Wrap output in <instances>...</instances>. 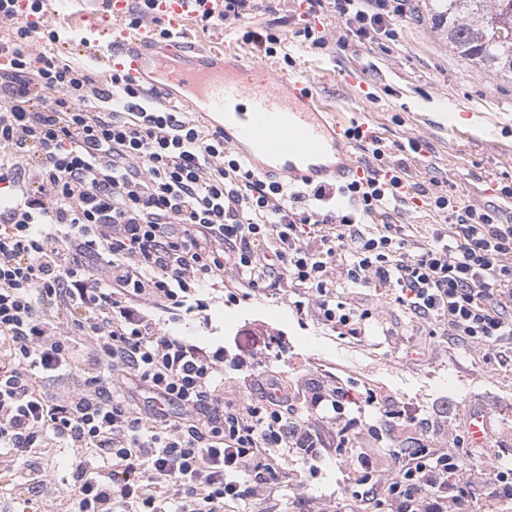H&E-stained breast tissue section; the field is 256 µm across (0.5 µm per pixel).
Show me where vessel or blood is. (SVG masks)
<instances>
[{
	"instance_id": "1",
	"label": "vessel or blood",
	"mask_w": 512,
	"mask_h": 512,
	"mask_svg": "<svg viewBox=\"0 0 512 512\" xmlns=\"http://www.w3.org/2000/svg\"><path fill=\"white\" fill-rule=\"evenodd\" d=\"M96 19L80 42L86 52L101 56L107 69L126 71L147 81L152 70H166L172 83L196 91L208 108L224 118V141L245 164L260 174L291 185L342 183L363 175L346 134L348 123L338 106L323 103L312 89L294 82L278 88L271 82L242 84L241 56L215 63L214 51L179 41L187 20L197 15L198 0H156L154 15L174 34V41L154 42L150 29L124 28L132 0H96ZM178 58L167 68V58ZM468 430L475 447L486 446L492 432L490 416L470 412Z\"/></svg>"
}]
</instances>
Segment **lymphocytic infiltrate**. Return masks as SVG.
<instances>
[{
	"mask_svg": "<svg viewBox=\"0 0 512 512\" xmlns=\"http://www.w3.org/2000/svg\"><path fill=\"white\" fill-rule=\"evenodd\" d=\"M334 10L359 41L396 40L406 0H307ZM0 0V496L27 512H227L270 501L269 451L312 459L359 451L370 512H470L476 496L512 500L498 455L429 447L426 424L367 394L397 431L390 459L376 427L346 418L347 393L307 378L295 391L262 375L224 396V348L166 330L159 313L200 314L223 291L289 288L343 336L376 309L355 295L383 288L429 340L461 341L493 363L512 345V214L410 182L381 137L347 134L371 170L340 185L288 192L231 151L221 129L161 103L125 73L95 86L52 51L54 25L19 21ZM248 0H215L202 29L227 21L273 54L272 28L245 26ZM351 200L327 211L322 201ZM441 217L419 234L399 209ZM303 404L306 416L292 414ZM331 409L322 437L310 415Z\"/></svg>",
	"mask_w": 512,
	"mask_h": 512,
	"instance_id": "1",
	"label": "lymphocytic infiltrate"
}]
</instances>
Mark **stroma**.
Returning a JSON list of instances; mask_svg holds the SVG:
<instances>
[{"label":"stroma","instance_id":"stroma-1","mask_svg":"<svg viewBox=\"0 0 512 512\" xmlns=\"http://www.w3.org/2000/svg\"><path fill=\"white\" fill-rule=\"evenodd\" d=\"M95 10L93 0H63L53 19L61 37L55 49L85 66L101 85L107 78L104 67L91 62L80 44ZM249 23L272 27L281 36L276 55L267 59L274 82L306 79L322 98L346 102L349 119L365 116L390 147L418 141L421 155L408 162L413 181L438 179L450 194L481 205L498 203L496 186L512 184V81L478 69L451 50L427 0H408L407 15L397 22V40L384 47L358 42L336 12L308 14L305 0H261ZM308 25L325 37V47L301 37ZM183 38L242 56L251 53L229 24L204 31L192 21ZM288 56L293 65L285 64ZM295 300L294 294L271 288L216 300L198 317L167 314L163 321L195 342L223 344L225 396L246 394L251 367L235 358L255 350L265 370L288 386L314 375L332 386L375 393L462 436L469 411L487 410L493 425L490 446L474 449L473 455L497 453L512 464V350L488 364L454 341L425 348L408 316L371 288L357 300L381 308L382 318L357 339L331 331L315 316L297 315ZM228 308L241 315L226 331L218 321ZM274 457L284 478L274 495L281 512H312L318 502H337L342 512H355L357 504L346 489L352 477L362 474L357 449H346L340 459L328 452L307 462L300 449L278 448ZM305 468L313 475L306 488L296 489L290 477Z\"/></svg>","mask_w":512,"mask_h":512}]
</instances>
